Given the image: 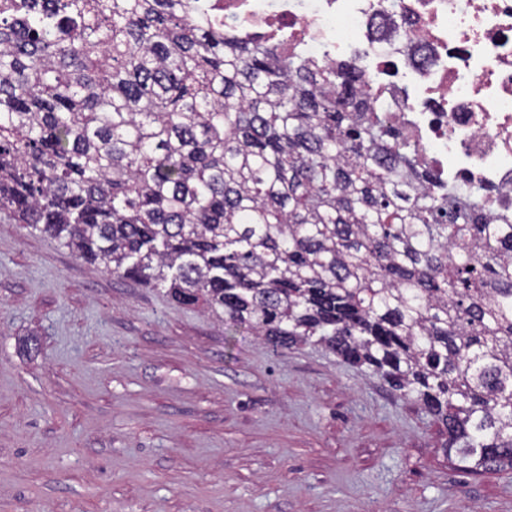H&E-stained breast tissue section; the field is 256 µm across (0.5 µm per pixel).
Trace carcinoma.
Returning a JSON list of instances; mask_svg holds the SVG:
<instances>
[{"label": "carcinoma", "mask_w": 512, "mask_h": 512, "mask_svg": "<svg viewBox=\"0 0 512 512\" xmlns=\"http://www.w3.org/2000/svg\"><path fill=\"white\" fill-rule=\"evenodd\" d=\"M349 63L198 0H0V214L272 347L316 344L512 469V224L436 193Z\"/></svg>", "instance_id": "cac0c4a2"}]
</instances>
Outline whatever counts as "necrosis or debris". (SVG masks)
Instances as JSON below:
<instances>
[{
    "label": "necrosis or debris",
    "mask_w": 512,
    "mask_h": 512,
    "mask_svg": "<svg viewBox=\"0 0 512 512\" xmlns=\"http://www.w3.org/2000/svg\"><path fill=\"white\" fill-rule=\"evenodd\" d=\"M224 31L359 64L366 98L418 151L430 187L480 194L512 222V0H210Z\"/></svg>",
    "instance_id": "necrosis-or-debris-1"
}]
</instances>
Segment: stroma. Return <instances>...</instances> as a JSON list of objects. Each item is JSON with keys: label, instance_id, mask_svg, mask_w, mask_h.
I'll list each match as a JSON object with an SVG mask.
<instances>
[{"label": "stroma", "instance_id": "obj_1", "mask_svg": "<svg viewBox=\"0 0 512 512\" xmlns=\"http://www.w3.org/2000/svg\"><path fill=\"white\" fill-rule=\"evenodd\" d=\"M434 418L0 214V512H512Z\"/></svg>", "mask_w": 512, "mask_h": 512}]
</instances>
